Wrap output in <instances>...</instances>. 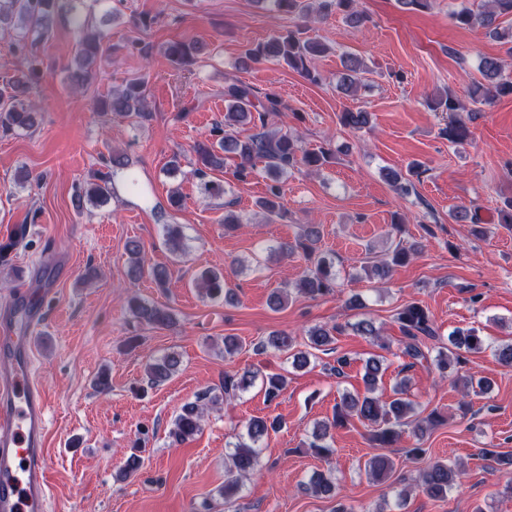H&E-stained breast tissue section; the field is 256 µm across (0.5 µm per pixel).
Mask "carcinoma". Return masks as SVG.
Wrapping results in <instances>:
<instances>
[{
	"label": "carcinoma",
	"mask_w": 512,
	"mask_h": 512,
	"mask_svg": "<svg viewBox=\"0 0 512 512\" xmlns=\"http://www.w3.org/2000/svg\"><path fill=\"white\" fill-rule=\"evenodd\" d=\"M98 0H0V27H9L19 23L15 34L16 53L28 70L20 69L11 80L0 84V129L13 132L18 129L29 130L37 124L38 112L36 104L29 101L33 82L41 79L36 60L31 54L35 43L28 41V35L33 33L44 37L53 29L54 23L63 19L68 21L78 33L77 48L67 69L75 89L79 90L90 80L96 78L95 68L100 63L108 62L110 53L116 48L108 45L106 33L94 23L93 4ZM264 7H271L275 12L295 14L306 18L312 13L320 12L315 6L317 0H256ZM356 0H336L338 8L345 13V19L352 25L363 23L362 14L356 9ZM512 17V0H486L477 9L462 8L455 14L457 23L470 29H481L485 34L494 37L508 45L507 52L512 53V27H500L499 18ZM202 46L195 40H180L168 44L165 55L178 65L186 66L195 62V56ZM326 46L316 40H302L296 32L290 30L266 42H260L245 51V58L251 62L275 61L283 63L312 83H318L321 77L313 69V61L322 55ZM344 72L339 79V87L353 93L361 84V74L364 71L363 62L351 55L343 58ZM506 62L499 57H484L480 70L485 82L477 84L471 93V104L486 105L493 103L499 97L512 96V77L503 76ZM430 107L435 111L448 113V124L444 134L451 144L462 143L469 139L470 130L465 122L455 118V114L465 106L452 94L447 93L431 99ZM284 103L275 93L259 95L248 84L233 81L224 86V121L216 124L210 131L209 137L193 145L197 156V167L193 174L201 180L204 193L210 198L221 197L226 193L224 183L210 179V172L224 169L226 158L237 159L234 176L237 180H245L252 172L255 162L265 164V171L271 180L267 185V196L257 201V206L269 217L283 215V196L281 179L288 170L299 165L311 170L320 169L331 157L328 150L307 151L299 145V141L288 133L274 130L270 127L271 116L282 111ZM100 114L115 115L131 120V123L141 126L150 121L153 113L146 101L145 78H131L119 87L114 88L97 104ZM370 114L366 111H347L342 113L341 122L352 130H360L369 124ZM241 126L250 127V134L245 137L238 135ZM130 159L125 155L113 154L106 161L107 172L95 176L96 183L88 191L78 190L73 197L77 210L82 211L86 206H100L117 195L116 177L118 173L129 170ZM426 172L424 165L416 162L409 168V175L399 172L389 174V182L404 196L416 193L415 180ZM165 244L169 250L182 256L185 253L182 244V234L177 224L162 226ZM320 230L310 224L302 230L292 243H284L270 247V251L286 255L300 254L310 263L299 280L298 289L306 296L316 299L331 295L339 287L335 270L334 257L319 252ZM126 250L131 259V272L140 275L144 271V260L139 242L128 241ZM421 250V244L415 242L405 245L399 241L389 245L385 258L372 266L364 265L362 270L370 272L379 279L389 277L392 267L409 262ZM196 287L212 299H224V303L232 304L236 300L233 289L226 287L224 274L206 269L200 272L196 279ZM127 306L137 322L153 327H168L173 321V313L164 307L151 304L136 295L127 298ZM400 330L405 338L401 351L407 362L401 365L399 373L403 374L417 365L432 363L440 372L465 363L467 353H481L491 348L488 338L481 335L479 330L472 328H457L448 335V352H438L430 357L426 350L425 341L439 337L438 329L429 313L420 305L411 303L404 306L396 316ZM350 328L360 336H366L378 343L383 349L388 346L381 342L378 329L370 319H361L346 326L317 325L308 331L306 346L308 350L294 351L292 339L281 332H272L260 342L258 348L266 351L274 350L292 359L296 369L308 364L311 351H324L334 342V336L345 328ZM386 357L375 356L366 360L363 380L366 393L359 397L344 393L341 403L336 406L331 419L316 425L312 432V441L308 447L321 458L334 454V448L329 443L333 438L332 430L344 426L349 420L356 418L370 427V438L379 448L394 446L401 437L400 426L405 420L413 418V435L416 438L424 436L429 426L438 421V415L430 413L425 418L415 417V406L406 398V380L403 376L393 388L394 398L383 402L373 396L377 389L379 377L386 371ZM180 365V358L174 353L165 354L146 367L149 382L159 385L167 381ZM256 373L246 370L241 374H224V380L219 390L207 389L195 396V399L184 403L179 413L172 421L168 437L174 444H182L194 437L202 429V422L209 409L238 396L247 390L255 381ZM463 388L475 395L485 394L491 388L489 380L481 377H459ZM265 394L269 400L278 398L288 386V379L282 374H275L263 381ZM278 428L275 421L260 417H252L246 425V436L239 437L228 453L226 463V479L224 481V498H229L240 488V479L251 476L261 468L260 441L269 432ZM142 451L140 443L133 445L121 472L130 477L141 467ZM394 464L385 455H376L368 462V472L377 478L390 474ZM461 474L442 461H435L424 468L419 475V488L431 498L448 496Z\"/></svg>",
	"instance_id": "1"
}]
</instances>
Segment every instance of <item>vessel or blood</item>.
<instances>
[{"label": "vessel or blood", "instance_id": "vessel-or-blood-1", "mask_svg": "<svg viewBox=\"0 0 512 512\" xmlns=\"http://www.w3.org/2000/svg\"><path fill=\"white\" fill-rule=\"evenodd\" d=\"M14 308L26 334L11 348V369L0 372V512H49L48 401L31 370L44 314L22 295Z\"/></svg>", "mask_w": 512, "mask_h": 512}]
</instances>
